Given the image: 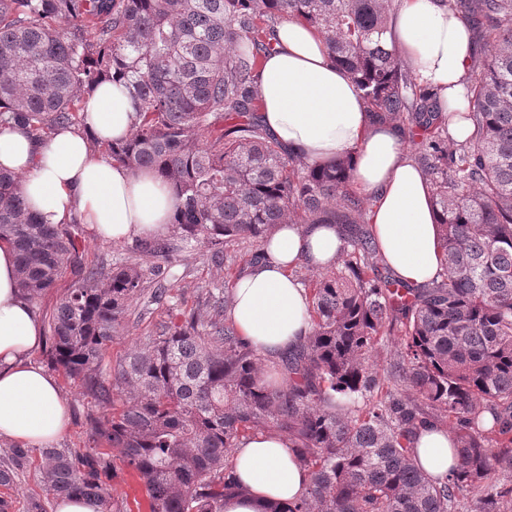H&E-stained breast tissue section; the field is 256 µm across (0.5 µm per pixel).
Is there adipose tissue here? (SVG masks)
<instances>
[{
	"label": "adipose tissue",
	"mask_w": 512,
	"mask_h": 512,
	"mask_svg": "<svg viewBox=\"0 0 512 512\" xmlns=\"http://www.w3.org/2000/svg\"><path fill=\"white\" fill-rule=\"evenodd\" d=\"M397 51L420 84L442 103L467 105L471 33L439 0H399L392 22ZM276 51L260 68L262 121L281 148L322 165L348 153L355 184L373 198L371 222L387 266L406 283L424 287L443 272L431 190L408 157L396 129L372 126L362 93L334 64L322 37L289 20L275 28ZM86 127L61 128L37 141L18 126L0 127V167L21 176L28 207L49 223L79 217L98 237L121 241L167 232L177 208L170 184L157 172H131L92 152L88 136L128 137L135 122L126 87L108 83L85 98ZM342 240L333 224H284L264 246L266 259L231 285L229 317L239 333L268 359H278L308 335L305 288L291 274L299 264L335 268ZM44 341L32 305L18 287L13 250L0 246V439L25 448L58 443L69 408L55 377L31 359ZM413 460L436 478L452 463L445 427L423 429ZM233 463L243 495L225 498L224 512H284L305 493L308 477L287 437L258 433L243 439Z\"/></svg>",
	"instance_id": "adipose-tissue-1"
}]
</instances>
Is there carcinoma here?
I'll return each mask as SVG.
<instances>
[{
    "mask_svg": "<svg viewBox=\"0 0 512 512\" xmlns=\"http://www.w3.org/2000/svg\"><path fill=\"white\" fill-rule=\"evenodd\" d=\"M488 47L450 114L388 41L390 0H0V127L36 140L84 126L83 101L122 82L135 101L130 136L90 149L132 171L151 168L178 206L166 240L90 262L74 216L33 215L20 178L0 168V244L13 249L31 304L70 273L57 301L48 360L91 398L82 448L0 449V512L33 468L44 492L93 497L124 512V466L147 485L150 512H224L245 492L233 468L257 432L288 438L308 474L284 512H512V0H440ZM301 21L363 94L373 125L418 145L432 189L441 279L412 288L384 265L348 154L321 166L291 157L258 108L261 60L274 29ZM280 224H340L341 260L309 276L311 328L275 362L225 317L232 293L206 288L108 365L104 352L130 303L170 291L171 270L197 253L253 248ZM394 344L389 367L381 342ZM448 428L454 464L441 481L412 459L416 433Z\"/></svg>",
    "mask_w": 512,
    "mask_h": 512,
    "instance_id": "1",
    "label": "carcinoma"
}]
</instances>
